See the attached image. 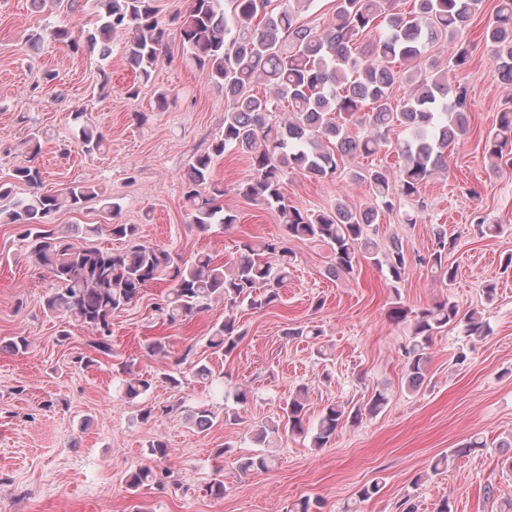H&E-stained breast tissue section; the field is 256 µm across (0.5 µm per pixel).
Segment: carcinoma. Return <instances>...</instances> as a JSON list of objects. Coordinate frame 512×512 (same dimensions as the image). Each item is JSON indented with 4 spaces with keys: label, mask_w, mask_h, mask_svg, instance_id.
<instances>
[{
    "label": "carcinoma",
    "mask_w": 512,
    "mask_h": 512,
    "mask_svg": "<svg viewBox=\"0 0 512 512\" xmlns=\"http://www.w3.org/2000/svg\"><path fill=\"white\" fill-rule=\"evenodd\" d=\"M482 2L413 0L412 9L401 12L393 0H336L335 22L314 30L297 22L313 0H280L276 11L269 9L270 0H189L186 13L177 17L182 59L224 92V132L211 151L196 156L184 176L191 223L201 230L236 223V216L220 203L224 187L213 179L215 160L233 152L245 155L252 171L238 185V193L276 211L285 233L259 246L249 240L239 242L229 263L217 265L210 255L200 253L187 264L164 247L139 241L135 225L112 223L121 205L99 198L90 187L71 183L57 194L35 192L6 208L0 206V223L23 228L30 257L56 281L57 288L43 301L46 312L82 325L94 335L93 347L110 356L112 312L138 300L151 284L165 281L168 291L155 311L169 324L186 320L213 301L224 302V320L213 328L209 347L228 356L244 336L233 308L244 301L261 308L279 300V288L292 268L294 240L328 248L333 262L326 273L332 278L351 276L367 263L387 268L399 281L407 265L402 241L393 237L382 250L372 233L383 216L393 212L394 197H416L429 180L448 173L449 149L469 130L466 88L448 85L447 70L436 59L428 72H422L419 59L425 46L449 44L451 67L466 70L470 52L460 37ZM94 4L98 25L77 30L59 24L49 31L50 40L74 53L86 51L104 59L115 35L125 33L128 65L139 79L149 80L166 35V23L153 0H94ZM381 25L386 33L373 35ZM363 36L365 45L355 48ZM484 40L495 54L496 78L512 84V0H498ZM404 82L409 91L398 100L393 89ZM260 85L262 94L256 90ZM284 102L288 111L278 119ZM73 116L79 123L82 149L89 154L101 151L104 135L84 119V113L76 111ZM396 128L403 129L405 138L391 140ZM509 146L512 112L505 111L486 134L483 150L489 159L501 161ZM382 152L401 159L397 169L381 165L341 169L346 156L367 158ZM289 171L321 181L342 175L365 184L370 198L359 208L338 198L323 209L307 211L284 192ZM11 179L35 187L41 172L31 162L16 167ZM91 201L98 203L104 223L76 225L68 233L52 224L62 207L81 209ZM104 232L126 246L107 251L89 243V238ZM432 235L431 250L420 262L452 280L456 271L448 266V251L454 240L441 226L432 228ZM389 318L396 324L410 322L404 356L407 383L414 390L425 382L428 349L435 335L450 325L462 327L470 339L486 335L481 313L462 312L448 299L416 312L397 303ZM159 382L173 388L181 384L173 371L150 378L132 375L125 380L123 393L133 400ZM387 403L381 390L353 409L331 403L311 426L306 391L301 388L277 420L258 429L254 442L263 445L270 436L309 434L313 447L324 448L342 419L355 423L366 414H378ZM189 420L196 428L207 429L212 412L199 405ZM272 463V456L259 453L239 459V469L262 471ZM159 482L152 467L144 465L132 473L129 486Z\"/></svg>",
    "instance_id": "1"
}]
</instances>
